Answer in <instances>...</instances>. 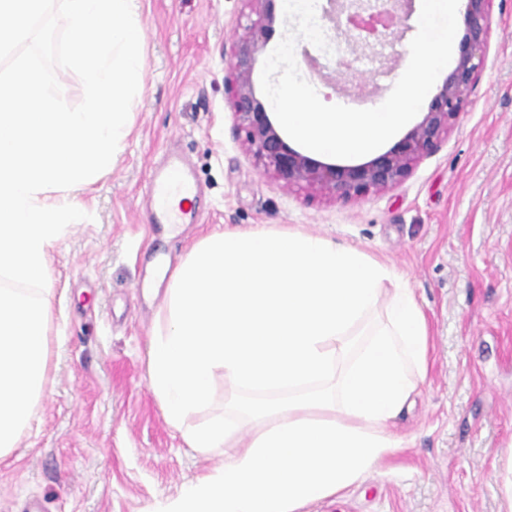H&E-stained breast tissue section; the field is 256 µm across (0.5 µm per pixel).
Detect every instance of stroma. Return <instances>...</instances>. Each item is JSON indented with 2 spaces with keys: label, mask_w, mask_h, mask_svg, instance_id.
Masks as SVG:
<instances>
[{
  "label": "stroma",
  "mask_w": 512,
  "mask_h": 512,
  "mask_svg": "<svg viewBox=\"0 0 512 512\" xmlns=\"http://www.w3.org/2000/svg\"><path fill=\"white\" fill-rule=\"evenodd\" d=\"M244 0H141L144 75L132 130L81 200L47 278L49 382L17 448L0 459V512H155L223 451L188 448L150 386L148 346L166 280L205 235L300 229L393 266L425 313L430 352L403 445L312 512H507L512 474V0H492L487 64L464 113L396 186L344 202L265 174L243 144L225 80L248 23ZM388 61L335 59L297 40L302 77L324 103L366 109L405 71L419 0L399 8ZM175 149L202 193L201 221L152 224L145 187Z\"/></svg>",
  "instance_id": "1"
}]
</instances>
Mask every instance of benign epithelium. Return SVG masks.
I'll return each mask as SVG.
<instances>
[{"label": "benign epithelium", "mask_w": 512, "mask_h": 512, "mask_svg": "<svg viewBox=\"0 0 512 512\" xmlns=\"http://www.w3.org/2000/svg\"><path fill=\"white\" fill-rule=\"evenodd\" d=\"M249 2L256 19L246 27V35L232 46L227 89L232 95L237 128L245 132L249 151L264 171L288 187L304 184L349 201L372 190L397 185L448 134L464 112L485 66L492 0H466L465 34L459 44V58L431 100L423 119L392 148L368 162L347 166L324 163L292 148L255 96L252 81L255 56L263 47L264 36L272 29L275 16L269 7L271 0ZM398 2L400 0H393L389 5L383 0H347L338 5L336 0H329V5L337 30L358 32L356 45L360 54L368 56L394 34L391 24L397 17Z\"/></svg>", "instance_id": "benign-epithelium-1"}]
</instances>
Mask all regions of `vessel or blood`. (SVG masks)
<instances>
[{"label": "vessel or blood", "instance_id": "1", "mask_svg": "<svg viewBox=\"0 0 512 512\" xmlns=\"http://www.w3.org/2000/svg\"><path fill=\"white\" fill-rule=\"evenodd\" d=\"M197 186L184 158L176 153L170 154L165 163L150 175L146 205L156 224H195L200 215L194 210L176 206L180 195H196Z\"/></svg>", "mask_w": 512, "mask_h": 512}]
</instances>
